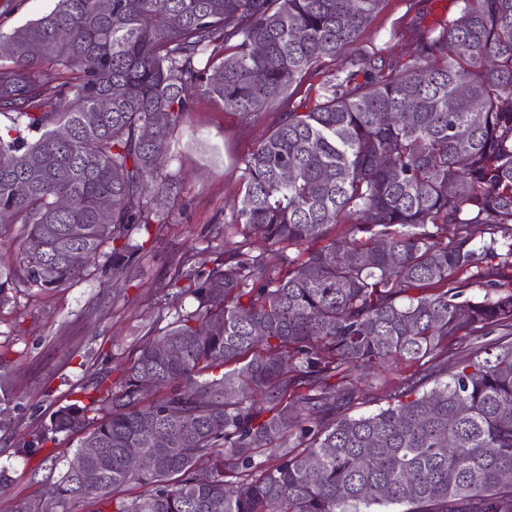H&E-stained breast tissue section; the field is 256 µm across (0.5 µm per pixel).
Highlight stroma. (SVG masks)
Masks as SVG:
<instances>
[{
    "instance_id": "stroma-1",
    "label": "stroma",
    "mask_w": 512,
    "mask_h": 512,
    "mask_svg": "<svg viewBox=\"0 0 512 512\" xmlns=\"http://www.w3.org/2000/svg\"><path fill=\"white\" fill-rule=\"evenodd\" d=\"M455 9L456 0H382L360 45L409 59L414 46L399 29L416 19L430 25ZM275 120L267 112L244 124L221 102L195 94L171 162L185 180L178 194L156 198L158 208L171 212V222L133 231L132 243L146 248L123 273L98 266L52 291L21 285L0 306V352L23 357L9 367L20 408L0 429V469L8 479L0 489V512H11L18 498L49 490L73 451L69 441L51 444L36 461L17 453L19 438L47 423L73 390L124 362L158 316L167 314L163 288L174 262L187 255L193 265L207 268L223 250L228 205L240 185L239 160Z\"/></svg>"
}]
</instances>
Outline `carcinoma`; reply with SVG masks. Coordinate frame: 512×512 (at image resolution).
I'll list each match as a JSON object with an SVG mask.
<instances>
[{
  "label": "carcinoma",
  "instance_id": "cac0c4a2",
  "mask_svg": "<svg viewBox=\"0 0 512 512\" xmlns=\"http://www.w3.org/2000/svg\"><path fill=\"white\" fill-rule=\"evenodd\" d=\"M381 2L56 0L0 31V223L23 226L0 303L126 264L135 228L170 221L154 194L179 187L190 90L245 122L277 113L241 159L224 250L169 280L195 309L23 438L29 457L60 434L101 449L42 512H512V275L485 270L512 271V0L412 26L406 62L358 49L323 70ZM495 330L486 356L424 370ZM404 368L386 407L348 414L357 372ZM12 408L0 373V428Z\"/></svg>",
  "mask_w": 512,
  "mask_h": 512
}]
</instances>
